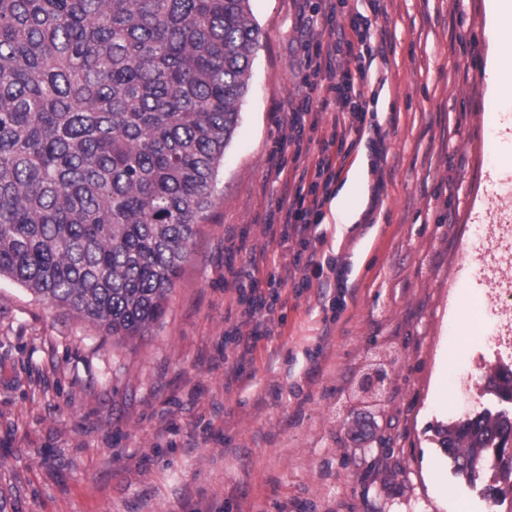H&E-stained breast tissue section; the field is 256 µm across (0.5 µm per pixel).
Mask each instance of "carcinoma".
I'll return each instance as SVG.
<instances>
[{
    "label": "carcinoma",
    "instance_id": "carcinoma-1",
    "mask_svg": "<svg viewBox=\"0 0 512 512\" xmlns=\"http://www.w3.org/2000/svg\"><path fill=\"white\" fill-rule=\"evenodd\" d=\"M250 0H0V278L122 340L151 335L239 124ZM512 401V369L486 375ZM486 492L512 482V416L438 431Z\"/></svg>",
    "mask_w": 512,
    "mask_h": 512
}]
</instances>
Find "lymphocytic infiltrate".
<instances>
[{"label":"lymphocytic infiltrate","instance_id":"obj_1","mask_svg":"<svg viewBox=\"0 0 512 512\" xmlns=\"http://www.w3.org/2000/svg\"><path fill=\"white\" fill-rule=\"evenodd\" d=\"M381 0H369L370 14L350 8L349 0H307L308 28H318L322 38L305 40L302 45L303 74L301 92L288 113V144L293 149L291 162H276L275 178L283 188L276 197L271 219L265 223L263 235L268 241H294L297 250L290 264L282 266L276 278L277 287L263 292L259 287L256 260L232 271L233 280L241 291L238 302L242 315L250 320L249 332L234 330V342L243 354H251L261 338L270 336L265 318L284 306L283 286H292L303 293L313 286L307 268L316 264L312 249L311 230L323 219L322 207L332 183L339 177L351 152L352 135L361 134L365 127L369 104L364 99L359 81L370 72L382 47L373 45V37L385 36L382 26L373 25V17L384 15ZM356 67H349V60ZM334 107L340 119L332 120L326 130H319V110ZM319 133V153L314 164L301 161L302 143L308 133Z\"/></svg>","mask_w":512,"mask_h":512}]
</instances>
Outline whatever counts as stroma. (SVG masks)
<instances>
[{
  "label": "stroma",
  "mask_w": 512,
  "mask_h": 512,
  "mask_svg": "<svg viewBox=\"0 0 512 512\" xmlns=\"http://www.w3.org/2000/svg\"><path fill=\"white\" fill-rule=\"evenodd\" d=\"M385 80L363 92L385 148L366 220L319 224L325 286L288 297L273 336L241 357L230 270L265 247L260 288L290 261L263 226L281 185L300 81L303 0H251L263 29L240 124L151 336L125 341L0 279V512H512L439 447L437 427L481 407L457 363L483 374L490 335L460 320L495 276L470 248L507 234L512 107L488 94L485 0H384ZM376 406L356 384L375 362ZM240 381L227 383L234 365Z\"/></svg>",
  "instance_id": "1"
}]
</instances>
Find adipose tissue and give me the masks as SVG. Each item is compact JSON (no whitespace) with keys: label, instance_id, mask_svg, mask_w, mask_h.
<instances>
[{"label":"adipose tissue","instance_id":"obj_1","mask_svg":"<svg viewBox=\"0 0 512 512\" xmlns=\"http://www.w3.org/2000/svg\"><path fill=\"white\" fill-rule=\"evenodd\" d=\"M490 52L487 81L493 96L512 100V0L487 2Z\"/></svg>","mask_w":512,"mask_h":512}]
</instances>
